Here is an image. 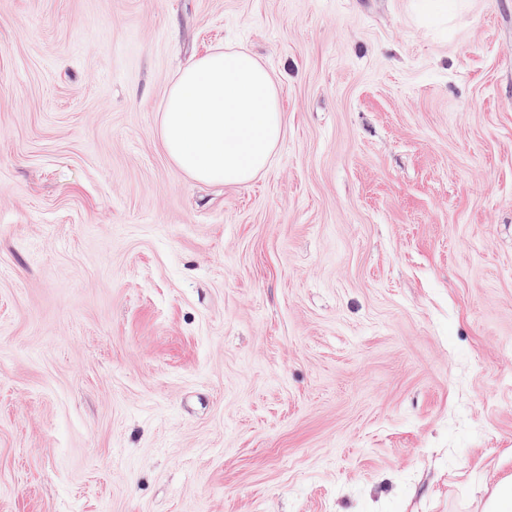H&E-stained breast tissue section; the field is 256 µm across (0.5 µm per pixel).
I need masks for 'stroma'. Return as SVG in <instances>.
Instances as JSON below:
<instances>
[{
	"label": "stroma",
	"instance_id": "1",
	"mask_svg": "<svg viewBox=\"0 0 512 512\" xmlns=\"http://www.w3.org/2000/svg\"><path fill=\"white\" fill-rule=\"evenodd\" d=\"M245 48L251 182L158 133ZM512 475V0H0V512H485ZM160 112L169 158L204 182L253 180L273 162L284 133L276 75L244 49L218 48L190 62Z\"/></svg>",
	"mask_w": 512,
	"mask_h": 512
}]
</instances>
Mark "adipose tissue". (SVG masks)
I'll return each instance as SVG.
<instances>
[{
	"instance_id": "ef3b65f1",
	"label": "adipose tissue",
	"mask_w": 512,
	"mask_h": 512,
	"mask_svg": "<svg viewBox=\"0 0 512 512\" xmlns=\"http://www.w3.org/2000/svg\"><path fill=\"white\" fill-rule=\"evenodd\" d=\"M283 133L278 80L244 49L218 48L186 65L160 113L169 158L210 183L253 180L273 162Z\"/></svg>"
}]
</instances>
